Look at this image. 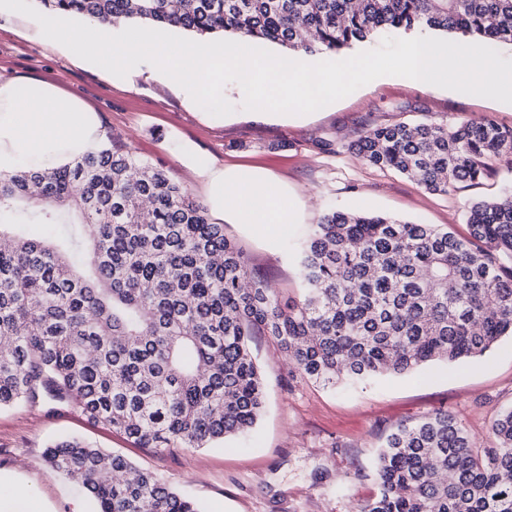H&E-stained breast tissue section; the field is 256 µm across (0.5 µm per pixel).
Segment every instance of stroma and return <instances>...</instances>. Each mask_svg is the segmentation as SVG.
I'll use <instances>...</instances> for the list:
<instances>
[{
    "label": "stroma",
    "mask_w": 512,
    "mask_h": 512,
    "mask_svg": "<svg viewBox=\"0 0 512 512\" xmlns=\"http://www.w3.org/2000/svg\"><path fill=\"white\" fill-rule=\"evenodd\" d=\"M0 73L49 81L82 98L103 129L162 168L193 198L208 188L184 160L186 150L224 168L265 172L298 210L277 233L212 214L225 236L281 299L300 295L295 249L306 229L332 211H364L434 224L467 237L465 213L477 200L512 187V164L488 177L432 193L407 177L365 163L349 148L369 130L398 122L451 125L485 118L512 127V105L387 76L306 115H269L242 108L244 93L224 87L235 111L215 117L172 79L142 63L108 77L48 39L33 19L0 9ZM266 393L264 411L247 434L216 448L158 452L90 423L78 409L53 402L0 409V512H92L90 498L44 461L64 437L125 456L153 473L202 512H357L378 491L375 460L398 425L437 411L451 414L474 447L493 445L492 425L512 409V337L483 356L429 364L406 376L327 387L292 372L280 346L262 332L250 341Z\"/></svg>",
    "instance_id": "stroma-1"
}]
</instances>
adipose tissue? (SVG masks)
<instances>
[{
	"mask_svg": "<svg viewBox=\"0 0 512 512\" xmlns=\"http://www.w3.org/2000/svg\"><path fill=\"white\" fill-rule=\"evenodd\" d=\"M95 112L54 86L0 74V173L62 167L101 146ZM215 199L227 200L248 224H284L288 201L274 180L213 165L202 168Z\"/></svg>",
	"mask_w": 512,
	"mask_h": 512,
	"instance_id": "adipose-tissue-1",
	"label": "adipose tissue"
}]
</instances>
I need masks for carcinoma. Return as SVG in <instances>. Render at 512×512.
<instances>
[{"instance_id": "obj_1", "label": "carcinoma", "mask_w": 512, "mask_h": 512, "mask_svg": "<svg viewBox=\"0 0 512 512\" xmlns=\"http://www.w3.org/2000/svg\"><path fill=\"white\" fill-rule=\"evenodd\" d=\"M47 16L134 22L338 54L425 27L512 45V0H34ZM372 166L448 193L512 158L493 120L378 127L351 145ZM150 206H144V202ZM469 238L334 211L298 251L301 298H279L168 173L108 142L72 165L0 175V408L46 400L144 448H206L264 407L256 330L301 376L334 386L483 355L512 335V190L468 207ZM476 448L446 412L400 425L358 512H512V409ZM45 461L93 512H200L151 473L80 439Z\"/></svg>"}]
</instances>
